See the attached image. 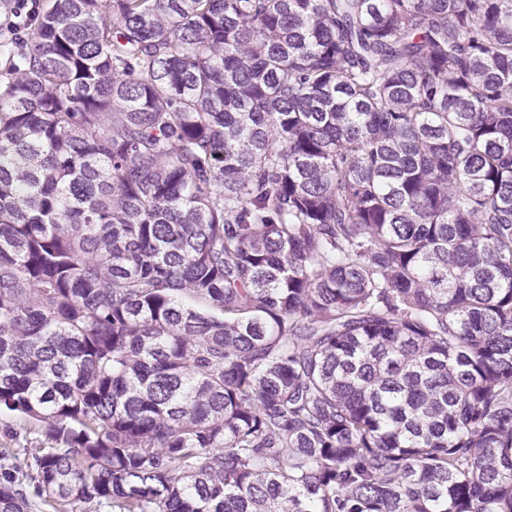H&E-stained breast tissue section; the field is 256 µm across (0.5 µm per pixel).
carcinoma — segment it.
Wrapping results in <instances>:
<instances>
[{"label": "carcinoma", "instance_id": "1", "mask_svg": "<svg viewBox=\"0 0 512 512\" xmlns=\"http://www.w3.org/2000/svg\"><path fill=\"white\" fill-rule=\"evenodd\" d=\"M1 13L0 512H512V0ZM4 423L9 424L14 429V432L10 435L5 434L3 432ZM34 430L35 425L29 420H25L24 418H20L15 415L2 413V415H0V448L29 447L31 439L37 436V434L34 433Z\"/></svg>", "mask_w": 512, "mask_h": 512}]
</instances>
